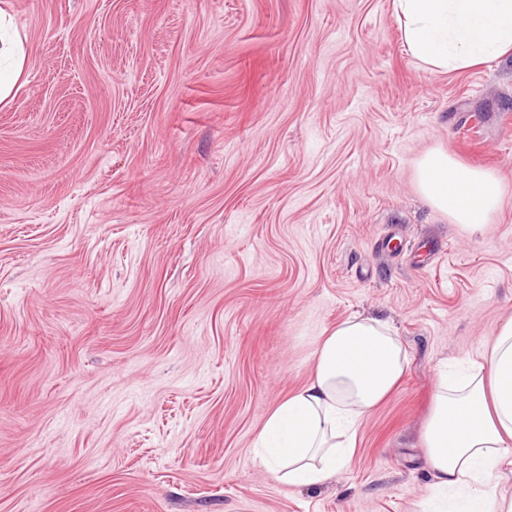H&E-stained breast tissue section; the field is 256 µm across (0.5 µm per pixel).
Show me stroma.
<instances>
[{"instance_id":"1","label":"stroma","mask_w":512,"mask_h":512,"mask_svg":"<svg viewBox=\"0 0 512 512\" xmlns=\"http://www.w3.org/2000/svg\"><path fill=\"white\" fill-rule=\"evenodd\" d=\"M10 9L0 512H421L438 372L512 318V55L426 74L391 0ZM434 149L500 181L483 232L421 197ZM355 314L408 368L349 469L288 484L259 434ZM9 60L6 72L0 68V105L11 102L14 91L28 66L27 53L22 39L13 29L11 16L4 7H0V59Z\"/></svg>"}]
</instances>
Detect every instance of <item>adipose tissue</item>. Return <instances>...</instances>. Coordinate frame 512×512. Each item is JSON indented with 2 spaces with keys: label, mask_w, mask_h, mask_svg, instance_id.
Here are the masks:
<instances>
[{
  "label": "adipose tissue",
  "mask_w": 512,
  "mask_h": 512,
  "mask_svg": "<svg viewBox=\"0 0 512 512\" xmlns=\"http://www.w3.org/2000/svg\"><path fill=\"white\" fill-rule=\"evenodd\" d=\"M402 40L428 74L474 68L512 54V0H393ZM0 105L11 102L28 66L22 39L0 7ZM422 197L470 231L487 224L502 200L492 174L433 150L418 163ZM408 354L387 323L355 316L317 350L312 375L267 418L263 465L294 485H315L347 469L361 419L399 384ZM433 478L430 512H512L499 474L512 467V319L462 373L439 371L423 433Z\"/></svg>",
  "instance_id": "obj_1"
}]
</instances>
